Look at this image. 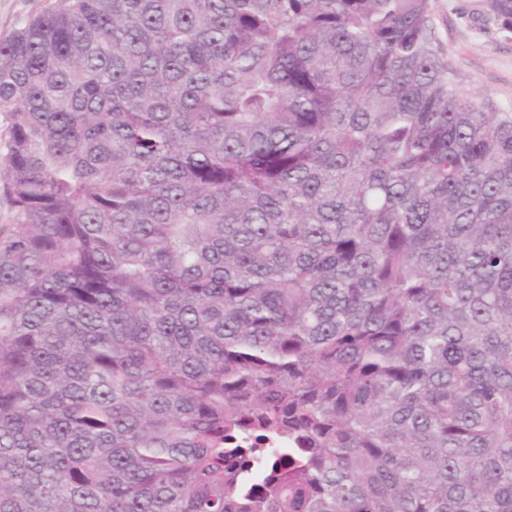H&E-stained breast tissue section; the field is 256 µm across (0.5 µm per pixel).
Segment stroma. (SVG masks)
<instances>
[{"mask_svg": "<svg viewBox=\"0 0 512 512\" xmlns=\"http://www.w3.org/2000/svg\"><path fill=\"white\" fill-rule=\"evenodd\" d=\"M435 30L456 89L512 112V32L486 15V0H431ZM56 0H0V40Z\"/></svg>", "mask_w": 512, "mask_h": 512, "instance_id": "1", "label": "stroma"}]
</instances>
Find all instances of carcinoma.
Listing matches in <instances>:
<instances>
[{
	"label": "carcinoma",
	"mask_w": 512,
	"mask_h": 512,
	"mask_svg": "<svg viewBox=\"0 0 512 512\" xmlns=\"http://www.w3.org/2000/svg\"><path fill=\"white\" fill-rule=\"evenodd\" d=\"M0 114V512H512V112L431 0H60Z\"/></svg>",
	"instance_id": "carcinoma-1"
}]
</instances>
